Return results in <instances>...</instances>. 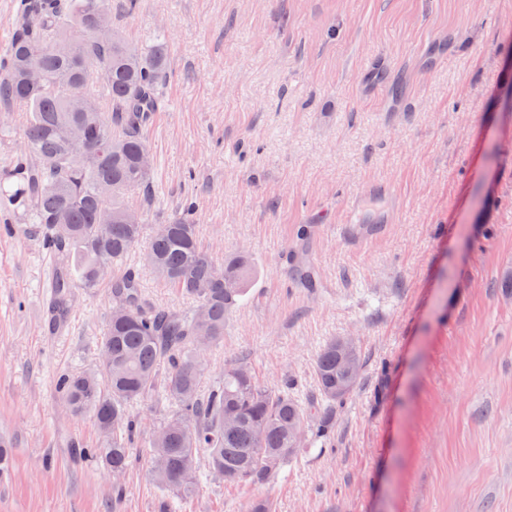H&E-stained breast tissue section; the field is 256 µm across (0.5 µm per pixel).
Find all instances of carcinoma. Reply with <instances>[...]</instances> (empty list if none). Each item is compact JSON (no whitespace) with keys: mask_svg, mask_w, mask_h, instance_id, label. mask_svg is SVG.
I'll return each mask as SVG.
<instances>
[{"mask_svg":"<svg viewBox=\"0 0 512 512\" xmlns=\"http://www.w3.org/2000/svg\"><path fill=\"white\" fill-rule=\"evenodd\" d=\"M168 50L144 48L112 24L109 0H20L13 34L0 56V131L23 112L20 149L0 178V208L40 225L46 248L61 256L52 283V323L68 318L71 288L108 284L112 308L93 368L62 374L60 399L75 414H89L100 447L79 456L112 475L118 508L136 448L141 417L134 405L163 401V447L148 442L150 473L174 498L193 497L205 481L258 484L275 477L299 449L328 431L325 409L336 393L342 354L331 339L314 372L318 397L305 404L292 384L267 386L246 364L224 369L207 391L201 375L209 348L224 338V320L247 289L248 256L219 261L201 244L196 206L160 224L141 254L159 280L191 301L171 311L146 301L140 277L122 264L144 236L143 211L127 203L149 190L151 156L143 130L163 109ZM302 429L294 445L291 433ZM205 468L196 464L199 454Z\"/></svg>","mask_w":512,"mask_h":512,"instance_id":"obj_1","label":"carcinoma"}]
</instances>
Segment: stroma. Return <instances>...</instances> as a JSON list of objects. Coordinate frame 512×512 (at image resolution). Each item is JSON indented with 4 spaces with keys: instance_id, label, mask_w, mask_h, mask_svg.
I'll return each instance as SVG.
<instances>
[{
    "instance_id": "obj_1",
    "label": "stroma",
    "mask_w": 512,
    "mask_h": 512,
    "mask_svg": "<svg viewBox=\"0 0 512 512\" xmlns=\"http://www.w3.org/2000/svg\"><path fill=\"white\" fill-rule=\"evenodd\" d=\"M112 20L168 46L146 232L192 199L212 255L253 266L203 386L244 363L309 399L326 340L357 337L366 360L320 449L176 512H512V0H112ZM357 196L373 229L343 222ZM4 224L0 512H166L144 445L164 410L142 406L116 507L75 456L93 419L56 393L96 362L108 288L75 289L48 332L56 259L38 225Z\"/></svg>"
}]
</instances>
